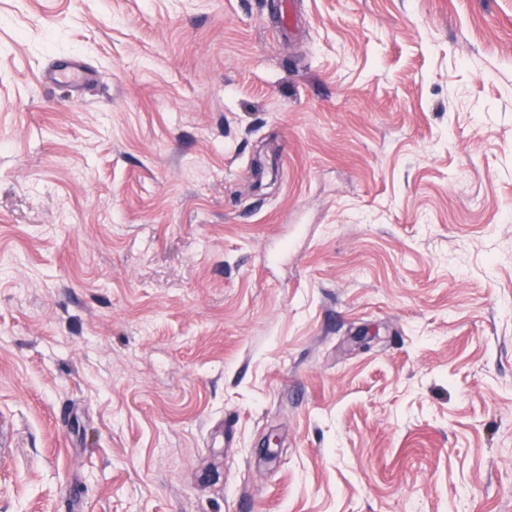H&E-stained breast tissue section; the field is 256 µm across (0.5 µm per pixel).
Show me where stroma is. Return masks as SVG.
Masks as SVG:
<instances>
[{
    "label": "stroma",
    "mask_w": 512,
    "mask_h": 512,
    "mask_svg": "<svg viewBox=\"0 0 512 512\" xmlns=\"http://www.w3.org/2000/svg\"><path fill=\"white\" fill-rule=\"evenodd\" d=\"M294 3L0 0V512H512V0ZM52 78L56 82L73 86L87 85L94 79L92 72L76 58L56 65L52 71Z\"/></svg>",
    "instance_id": "1"
}]
</instances>
